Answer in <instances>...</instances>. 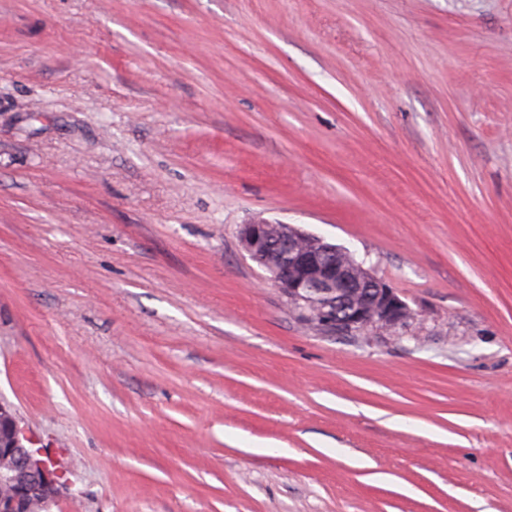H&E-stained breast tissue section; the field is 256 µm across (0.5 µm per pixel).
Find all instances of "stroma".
Wrapping results in <instances>:
<instances>
[{
	"label": "stroma",
	"instance_id": "obj_1",
	"mask_svg": "<svg viewBox=\"0 0 512 512\" xmlns=\"http://www.w3.org/2000/svg\"><path fill=\"white\" fill-rule=\"evenodd\" d=\"M0 400L51 512H512V0H0ZM243 250L301 311L336 335L407 324L413 313L394 288L346 249L290 224L241 225Z\"/></svg>",
	"mask_w": 512,
	"mask_h": 512
}]
</instances>
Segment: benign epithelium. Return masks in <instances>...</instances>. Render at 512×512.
Segmentation results:
<instances>
[{
	"instance_id": "benign-epithelium-1",
	"label": "benign epithelium",
	"mask_w": 512,
	"mask_h": 512,
	"mask_svg": "<svg viewBox=\"0 0 512 512\" xmlns=\"http://www.w3.org/2000/svg\"><path fill=\"white\" fill-rule=\"evenodd\" d=\"M243 250L271 277L274 285L302 312L308 324L319 323L336 335L369 328L407 324L413 313L395 289L376 277L349 251L290 224L266 221L243 224ZM7 421L12 447L0 456V486L23 479L27 499L13 491L0 493V512L50 509L56 503L61 476L40 459V451L23 445L27 437L10 404L0 401V422Z\"/></svg>"
}]
</instances>
